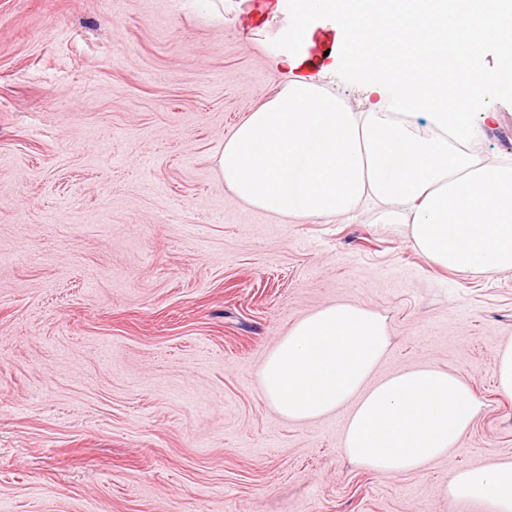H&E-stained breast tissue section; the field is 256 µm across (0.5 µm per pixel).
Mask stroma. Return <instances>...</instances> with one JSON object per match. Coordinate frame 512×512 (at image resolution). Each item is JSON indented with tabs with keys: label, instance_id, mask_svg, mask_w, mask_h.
<instances>
[{
	"label": "stroma",
	"instance_id": "35a3bbf8",
	"mask_svg": "<svg viewBox=\"0 0 512 512\" xmlns=\"http://www.w3.org/2000/svg\"><path fill=\"white\" fill-rule=\"evenodd\" d=\"M242 0H0V512H491L446 499L451 471L512 462V271L462 276L361 206L274 216L213 156L305 45ZM312 77L374 104L336 51ZM479 152L512 158V95ZM386 316L385 375L431 363L481 411L442 460L383 477L342 451L349 414L292 423L261 363L317 308ZM274 1L275 0H250L247 11L239 17V26L244 30L259 27L268 10L272 8ZM495 377L500 390L512 395V342L505 344L497 353Z\"/></svg>",
	"mask_w": 512,
	"mask_h": 512
}]
</instances>
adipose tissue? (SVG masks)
<instances>
[{"label":"adipose tissue","mask_w":512,"mask_h":512,"mask_svg":"<svg viewBox=\"0 0 512 512\" xmlns=\"http://www.w3.org/2000/svg\"><path fill=\"white\" fill-rule=\"evenodd\" d=\"M324 13L342 20L344 54L366 64L379 102L356 112L313 80H288L215 156L225 186L255 209L293 218L347 216L372 201L382 223L400 227L434 265L511 271L512 162L475 149L469 106L489 88L512 92V0H293L283 39L301 43ZM486 45L501 69L484 67ZM389 346L379 312L322 306L266 355L263 394L293 422L351 406L348 458L381 476L422 472L447 456L481 405L463 377L437 365L376 377ZM442 492L512 512V463L452 471Z\"/></svg>","instance_id":"obj_1"}]
</instances>
